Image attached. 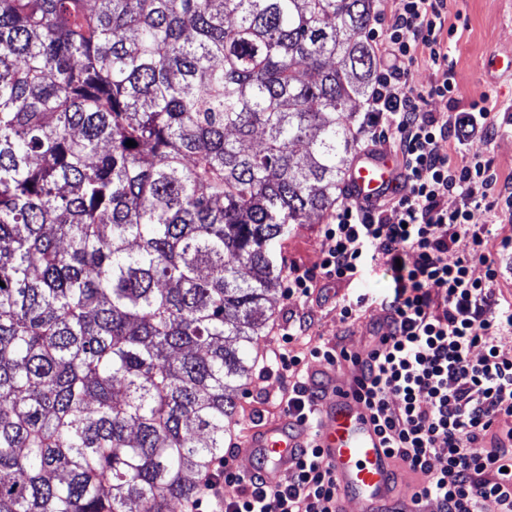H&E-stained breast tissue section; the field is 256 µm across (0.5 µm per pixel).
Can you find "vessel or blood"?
Returning a JSON list of instances; mask_svg holds the SVG:
<instances>
[{"instance_id": "obj_1", "label": "vessel or blood", "mask_w": 512, "mask_h": 512, "mask_svg": "<svg viewBox=\"0 0 512 512\" xmlns=\"http://www.w3.org/2000/svg\"><path fill=\"white\" fill-rule=\"evenodd\" d=\"M399 170L388 147L361 154L351 165L348 185L352 199L374 203L397 185ZM324 393L314 410L316 426L284 413L267 424L243 432L239 457L263 460V477L270 485L283 482L302 448L315 442L338 487L336 512H426L410 491L395 492L390 474L396 468L383 446L372 413L358 395L354 376L338 377L323 370Z\"/></svg>"}]
</instances>
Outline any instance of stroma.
I'll return each mask as SVG.
<instances>
[{"label":"stroma","instance_id":"obj_1","mask_svg":"<svg viewBox=\"0 0 512 512\" xmlns=\"http://www.w3.org/2000/svg\"><path fill=\"white\" fill-rule=\"evenodd\" d=\"M447 11V22L455 28L448 58L458 86L452 106L459 111L469 109L473 101L485 94L501 103L512 101V73L489 78L480 71V63L489 51L512 53V0H447ZM498 121L502 129L483 151L492 161L499 183L503 184L512 182V116L499 114ZM326 222V217L313 215L303 223L290 225L287 236L276 247L281 267L294 262L302 268L317 270L321 261V229ZM390 286V273L380 260L373 261L353 281L323 282L320 297L306 302L287 297L285 286H278L273 313L249 349L255 371L237 396V413L229 421L228 438H236L251 423L279 412L280 382L276 377L259 375L257 368L273 361L289 318L306 314L307 336L312 343L337 344L347 352H358L364 349L371 322L378 318L379 312L368 309L361 319L347 325L339 319L337 303L361 293L380 297Z\"/></svg>","mask_w":512,"mask_h":512}]
</instances>
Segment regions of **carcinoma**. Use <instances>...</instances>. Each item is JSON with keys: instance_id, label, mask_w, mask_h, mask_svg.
Returning <instances> with one entry per match:
<instances>
[{"instance_id": "obj_1", "label": "carcinoma", "mask_w": 512, "mask_h": 512, "mask_svg": "<svg viewBox=\"0 0 512 512\" xmlns=\"http://www.w3.org/2000/svg\"><path fill=\"white\" fill-rule=\"evenodd\" d=\"M373 7L0 0V512L218 474L276 242L344 188Z\"/></svg>"}]
</instances>
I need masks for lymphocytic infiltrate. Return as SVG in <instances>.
Instances as JSON below:
<instances>
[{
	"label": "lymphocytic infiltrate",
	"mask_w": 512,
	"mask_h": 512,
	"mask_svg": "<svg viewBox=\"0 0 512 512\" xmlns=\"http://www.w3.org/2000/svg\"><path fill=\"white\" fill-rule=\"evenodd\" d=\"M445 7V0H402L399 12L369 30L377 80L358 132L371 145L396 149L403 183L376 204L340 202L322 226L318 271L290 264L287 294L308 300L317 276L350 281L384 260L390 293L345 298L339 314L354 322L373 303L388 327L371 334L353 362L390 457L437 512H512V304L497 297L512 237L474 221L479 209L512 212V186L498 185L490 159L473 148L497 130L490 97L462 112L425 109L428 99L451 102L458 92L441 39ZM421 51L441 71L424 89L410 79ZM452 147L465 151L462 163H453ZM451 194L462 205L448 207ZM304 328L303 319L289 321L275 360L277 377L288 384L284 407L300 415L321 391L308 376L310 361L340 360L324 345L295 351ZM218 469L187 512H335L336 480L317 448H305L276 487L226 458Z\"/></svg>",
	"instance_id": "1"
}]
</instances>
